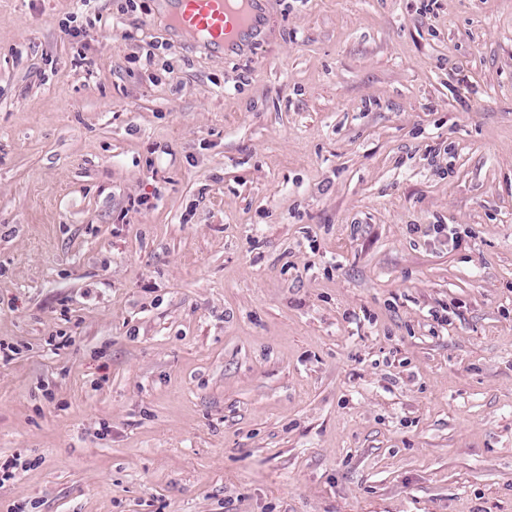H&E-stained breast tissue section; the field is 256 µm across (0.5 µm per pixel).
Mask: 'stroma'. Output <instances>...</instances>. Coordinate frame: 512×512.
I'll return each instance as SVG.
<instances>
[{
    "label": "stroma",
    "instance_id": "1",
    "mask_svg": "<svg viewBox=\"0 0 512 512\" xmlns=\"http://www.w3.org/2000/svg\"><path fill=\"white\" fill-rule=\"evenodd\" d=\"M5 463L0 512H512V0L231 52L0 0Z\"/></svg>",
    "mask_w": 512,
    "mask_h": 512
}]
</instances>
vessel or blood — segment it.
Segmentation results:
<instances>
[{"label":"vessel or blood","mask_w":512,"mask_h":512,"mask_svg":"<svg viewBox=\"0 0 512 512\" xmlns=\"http://www.w3.org/2000/svg\"><path fill=\"white\" fill-rule=\"evenodd\" d=\"M175 25L207 45L233 50L257 38L264 0H168Z\"/></svg>","instance_id":"obj_1"}]
</instances>
